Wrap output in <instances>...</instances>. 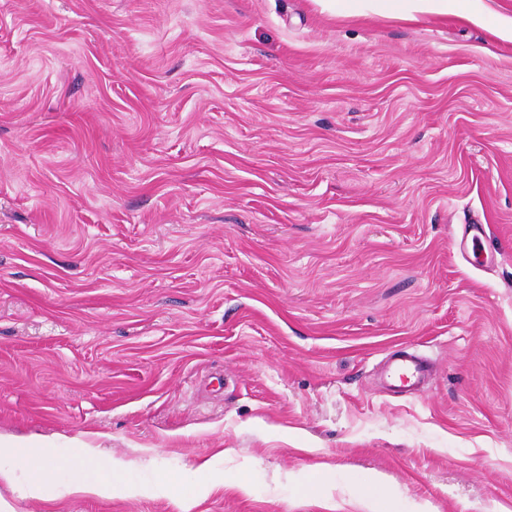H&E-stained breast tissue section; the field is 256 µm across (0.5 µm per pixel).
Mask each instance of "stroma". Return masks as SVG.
<instances>
[{
  "instance_id": "stroma-1",
  "label": "stroma",
  "mask_w": 512,
  "mask_h": 512,
  "mask_svg": "<svg viewBox=\"0 0 512 512\" xmlns=\"http://www.w3.org/2000/svg\"><path fill=\"white\" fill-rule=\"evenodd\" d=\"M480 4L0 0L13 512H512V0ZM403 347L433 370L397 396ZM86 444L138 463L111 497L24 493ZM376 2L377 11L384 16H395L403 19H413L412 11L448 14L462 10L465 2L462 0H372ZM415 3V8L409 6Z\"/></svg>"
}]
</instances>
